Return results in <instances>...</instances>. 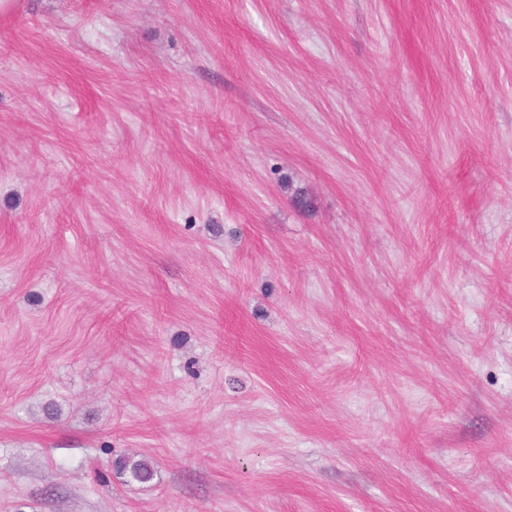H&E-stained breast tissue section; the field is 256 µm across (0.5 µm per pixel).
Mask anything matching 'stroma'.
I'll return each instance as SVG.
<instances>
[{
	"instance_id": "35a3bbf8",
	"label": "stroma",
	"mask_w": 512,
	"mask_h": 512,
	"mask_svg": "<svg viewBox=\"0 0 512 512\" xmlns=\"http://www.w3.org/2000/svg\"><path fill=\"white\" fill-rule=\"evenodd\" d=\"M0 512H512V0L0 12ZM114 466L117 474L125 475L131 481L139 484H149L157 475L153 464L147 459L119 455L114 461Z\"/></svg>"
}]
</instances>
